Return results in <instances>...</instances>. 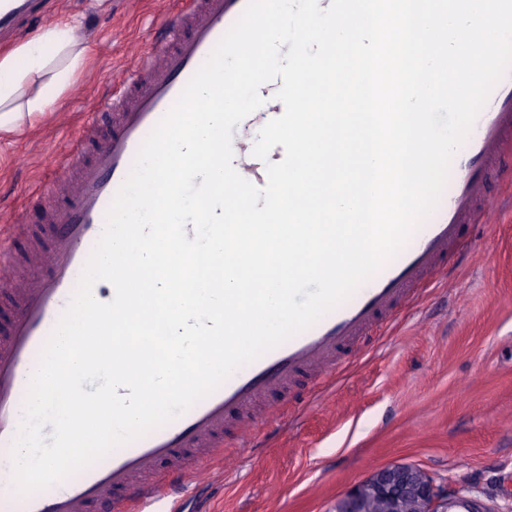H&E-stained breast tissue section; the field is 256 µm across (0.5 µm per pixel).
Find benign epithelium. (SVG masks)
<instances>
[{"instance_id":"7a95c632","label":"benign epithelium","mask_w":512,"mask_h":512,"mask_svg":"<svg viewBox=\"0 0 512 512\" xmlns=\"http://www.w3.org/2000/svg\"><path fill=\"white\" fill-rule=\"evenodd\" d=\"M333 512H492L476 497L458 498L424 471L381 468L336 502Z\"/></svg>"}]
</instances>
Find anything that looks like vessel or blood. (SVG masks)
<instances>
[{"mask_svg":"<svg viewBox=\"0 0 512 512\" xmlns=\"http://www.w3.org/2000/svg\"><path fill=\"white\" fill-rule=\"evenodd\" d=\"M248 0H185L168 14L147 43L122 91L111 96L77 131L70 148L54 159L55 175L39 194L48 206L50 246L16 263L9 238L0 234V271H7L14 316L0 332V470L9 471L12 448L23 418L30 375L66 309L106 223L109 206L132 171L141 145L168 114L184 87L243 14ZM60 0H0V34L13 31ZM279 82L263 85L265 104L244 119L264 125L281 116L274 93ZM512 157V69L490 94L465 144L455 155L454 182L436 208L413 232L399 254L349 299L305 331L238 369L219 388L185 413L141 438L120 446L93 465L52 486L20 493L13 481L0 484V512H91L102 504L112 512H145L161 491H169L166 512H177L178 494L208 474L224 456V431L238 422L241 434L255 423L279 424L297 381L312 376L321 387L335 382L345 349L366 344L423 291L446 284V268L461 247L467 224L493 223L501 209L489 192L506 159ZM284 158L274 147L268 161L251 147L236 150L233 165L255 186H265L267 163ZM38 267V274L27 271ZM283 402L268 405L271 393Z\"/></svg>","mask_w":512,"mask_h":512,"instance_id":"obj_1","label":"vessel or blood"}]
</instances>
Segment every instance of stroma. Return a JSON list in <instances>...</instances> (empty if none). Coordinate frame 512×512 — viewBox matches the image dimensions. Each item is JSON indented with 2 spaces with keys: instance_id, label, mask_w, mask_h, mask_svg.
I'll return each instance as SVG.
<instances>
[{
  "instance_id": "stroma-1",
  "label": "stroma",
  "mask_w": 512,
  "mask_h": 512,
  "mask_svg": "<svg viewBox=\"0 0 512 512\" xmlns=\"http://www.w3.org/2000/svg\"><path fill=\"white\" fill-rule=\"evenodd\" d=\"M184 0H70L63 15L89 36L78 91L14 133H0V210L44 228L29 199L52 177L51 158L108 94L167 12ZM512 175L490 186L499 223L465 226L469 257L447 287L403 310L368 353L353 348L335 384L304 402L266 447L240 439L233 470L217 464L181 512H331L374 471L418 467L436 482L512 512Z\"/></svg>"
}]
</instances>
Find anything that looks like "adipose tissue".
Here are the masks:
<instances>
[{
	"label": "adipose tissue",
	"mask_w": 512,
	"mask_h": 512,
	"mask_svg": "<svg viewBox=\"0 0 512 512\" xmlns=\"http://www.w3.org/2000/svg\"><path fill=\"white\" fill-rule=\"evenodd\" d=\"M87 47L81 22L70 19L0 56V133L19 128L73 88Z\"/></svg>",
	"instance_id": "ef3b65f1"
}]
</instances>
